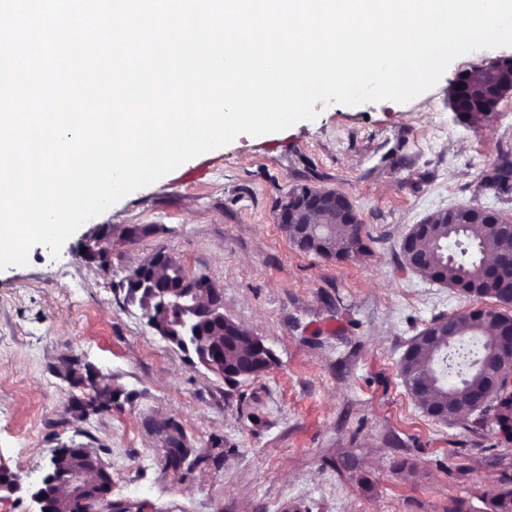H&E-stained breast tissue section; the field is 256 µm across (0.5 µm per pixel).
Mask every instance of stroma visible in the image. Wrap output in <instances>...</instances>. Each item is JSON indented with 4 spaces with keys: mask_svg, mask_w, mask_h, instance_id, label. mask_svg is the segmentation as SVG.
I'll return each instance as SVG.
<instances>
[{
    "mask_svg": "<svg viewBox=\"0 0 512 512\" xmlns=\"http://www.w3.org/2000/svg\"><path fill=\"white\" fill-rule=\"evenodd\" d=\"M504 58L512 47L461 55L406 103L333 104L239 135L196 179L180 178L193 158L88 220L59 256L36 245L28 265L0 270V476L25 484L0 512H34L28 485L72 444L98 455L128 512H448L459 500L490 512L512 443L488 418L429 417L399 371L413 336L477 304L404 265L400 244L449 208L512 220V193L490 184L512 170V94L475 123L448 102L460 73ZM298 186L349 198L362 256L290 242L278 212ZM87 246L104 260L84 259ZM160 249L212 280L225 316L273 351L267 372L225 381L148 324L125 278ZM69 361L118 389L111 410L72 412L92 385L72 384ZM173 426L190 450L176 470Z\"/></svg>",
    "mask_w": 512,
    "mask_h": 512,
    "instance_id": "35a3bbf8",
    "label": "stroma"
}]
</instances>
